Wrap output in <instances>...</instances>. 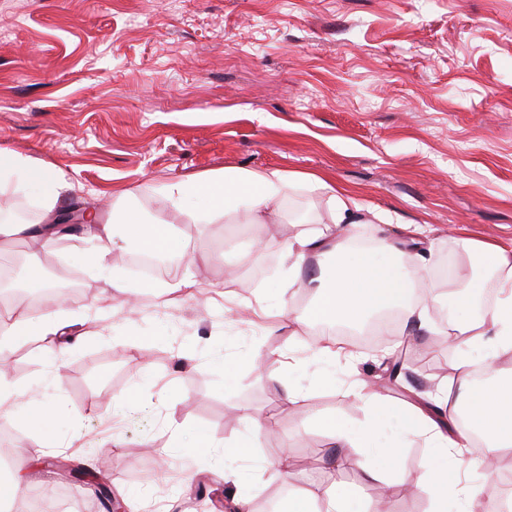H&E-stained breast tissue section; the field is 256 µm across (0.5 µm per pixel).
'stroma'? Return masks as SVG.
<instances>
[{
	"mask_svg": "<svg viewBox=\"0 0 512 512\" xmlns=\"http://www.w3.org/2000/svg\"><path fill=\"white\" fill-rule=\"evenodd\" d=\"M0 150L54 169L69 202L103 221L119 189L143 214L163 212L172 254L189 259L158 284L200 282L193 297L143 289L132 312L108 285L131 281L122 239L102 268L87 261L83 234L50 250L14 242L18 260L36 255L82 282L65 328L80 344L61 359L21 346L9 360L19 389L66 402L59 460L93 469L115 459L108 479L127 512H190L191 493L216 488L268 512L333 485L366 504L383 486L392 512H433L427 490L403 498L400 480L446 456L402 442L389 415L401 399L385 397L374 414L351 385L375 383L388 351L403 363V393L445 385L456 354L435 339L456 309L433 310L412 336L396 323L392 348L347 341L345 357L308 364L312 327H280L278 309L309 304L296 291L279 296V257L259 265L254 244L318 228L327 196L302 178L322 174L392 217L336 225L339 235L398 244L417 224L428 280L445 291L479 278L462 241L512 244V0H0ZM225 169L298 176L279 223H195L158 193ZM228 406L265 427L237 458L224 450L248 426L225 427ZM373 417V448L344 449L333 466L324 419L356 427ZM1 425L17 437L9 462L25 488L66 485L62 469L39 464L20 423ZM198 428L208 450L193 445ZM397 442L393 463L384 450ZM285 445L291 474L253 480Z\"/></svg>",
	"mask_w": 512,
	"mask_h": 512,
	"instance_id": "35a3bbf8",
	"label": "stroma"
}]
</instances>
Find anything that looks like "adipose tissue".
<instances>
[{"label": "adipose tissue", "mask_w": 512, "mask_h": 512, "mask_svg": "<svg viewBox=\"0 0 512 512\" xmlns=\"http://www.w3.org/2000/svg\"><path fill=\"white\" fill-rule=\"evenodd\" d=\"M310 181L328 196L327 225L285 241H258L256 251L261 254L272 248L277 250L286 269L280 282L284 292L295 288L299 272L307 262L320 263L319 275L307 282L313 293L310 313L313 322L331 327L339 322L360 327L367 317L400 302L406 318L424 326L429 322L430 310L451 303L464 308L480 295L482 283L472 281L448 295L431 286L417 294L414 301H407L410 279L423 278L425 273V259L416 247L405 251L396 263L345 259L339 265L324 266V259L340 248L334 225L352 223L360 206L352 192L315 175ZM23 183L42 187L44 220L29 226L0 225V252L24 232L44 248L51 247L63 236L56 217L62 210L61 200L67 183L50 168L1 151L0 198H8ZM288 186V179L276 170L264 173L222 170L164 184L159 193L174 206L191 197L205 198L207 204L203 211H188L187 217L193 222L242 215L260 224L278 215ZM86 216L87 223L81 231L97 243L96 250L89 256L95 265H105L109 245L117 236L135 243L143 252L154 253L172 247L174 235L162 215H155L146 222L128 210L115 225L101 223L97 212L91 209ZM467 251L488 260L499 288V298L483 313L448 323L444 333L450 336L458 354L454 377L432 405L401 406L397 419L403 436L421 438L427 447L448 452L465 448L474 437H481L485 454L471 459L469 467L473 472L484 474L490 467L499 468L512 462V369L499 366L502 358L512 354V248L479 242L468 246ZM403 264L411 267V277L400 276L399 267ZM67 307V300L59 299L51 310L40 315L0 314V414L17 415L22 422L33 426L31 445L54 453L65 447L57 431L63 416L61 402L53 397L25 396L6 377L5 365L8 349L20 344H34L56 352L57 356H65L68 345L56 340L55 335ZM478 349L483 350L490 371L480 384L476 383L472 372V354ZM403 482L427 486L433 494L436 512H446L448 496L452 493L461 499L463 512H478L482 505L476 487L462 481L456 473L431 465L405 476Z\"/></svg>", "instance_id": "ef3b65f1"}]
</instances>
